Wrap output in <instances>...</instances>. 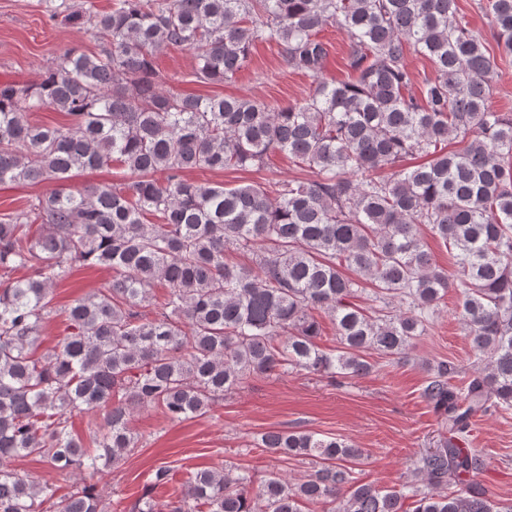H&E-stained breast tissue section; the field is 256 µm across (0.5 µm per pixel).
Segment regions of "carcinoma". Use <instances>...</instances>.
<instances>
[{
	"mask_svg": "<svg viewBox=\"0 0 512 512\" xmlns=\"http://www.w3.org/2000/svg\"><path fill=\"white\" fill-rule=\"evenodd\" d=\"M53 20L94 32L97 51L71 49L38 81L0 82V185L63 184L117 163L129 181L60 188L0 221V512H512L467 481L484 467L459 439L470 419L512 410V114L492 109L495 64L456 0H112L98 12L57 0ZM498 46L512 54V0H486ZM347 38L351 78L323 76L321 32ZM276 40L286 66L312 79L303 101L163 89L156 56L189 50L195 81H235L250 48ZM434 70L419 96L407 54ZM70 117L47 127L30 113ZM454 140L459 148L446 151ZM286 153L309 172L267 190L186 178L198 169L265 164ZM452 254L440 267L420 235ZM252 253L253 265L226 261ZM77 266L112 272L108 287L72 300L67 334L36 356L53 293ZM22 271L24 275L14 276ZM169 288L161 301L152 286ZM457 287L476 366L429 368L424 397L448 438L413 462L429 487L361 484L349 441L269 431L255 447L308 459L301 482L254 485L222 465L187 473L174 500L131 509L93 485L64 496L13 467L37 457L59 470L101 471L134 451L131 417L157 407L173 422L206 414L256 375L306 371L361 377L368 356L409 357L430 315ZM371 292V304L357 299ZM334 321L329 351L313 311ZM104 411L84 441L74 414ZM466 485L456 493L451 487Z\"/></svg>",
	"mask_w": 512,
	"mask_h": 512,
	"instance_id": "obj_1",
	"label": "carcinoma"
}]
</instances>
